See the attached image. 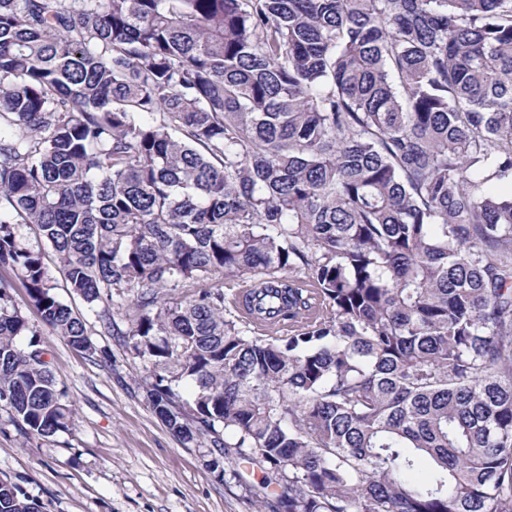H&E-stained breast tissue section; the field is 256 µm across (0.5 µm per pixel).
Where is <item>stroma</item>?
I'll return each mask as SVG.
<instances>
[{
	"instance_id": "35a3bbf8",
	"label": "stroma",
	"mask_w": 512,
	"mask_h": 512,
	"mask_svg": "<svg viewBox=\"0 0 512 512\" xmlns=\"http://www.w3.org/2000/svg\"><path fill=\"white\" fill-rule=\"evenodd\" d=\"M55 295L84 315L97 349L91 358L42 327L25 289L9 294L40 340L66 399L72 431L27 439L0 410V479L18 484L43 512H257L263 472L224 463L223 478L207 468L208 448L184 447L146 399L149 364L133 357L122 337L99 335L94 315L68 289Z\"/></svg>"
}]
</instances>
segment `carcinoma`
I'll list each match as a JSON object with an SVG mask.
<instances>
[{
  "mask_svg": "<svg viewBox=\"0 0 512 512\" xmlns=\"http://www.w3.org/2000/svg\"><path fill=\"white\" fill-rule=\"evenodd\" d=\"M509 186L512 0H0V410L74 427L7 289L106 356L26 224L272 512H512Z\"/></svg>",
  "mask_w": 512,
  "mask_h": 512,
  "instance_id": "carcinoma-1",
  "label": "carcinoma"
}]
</instances>
